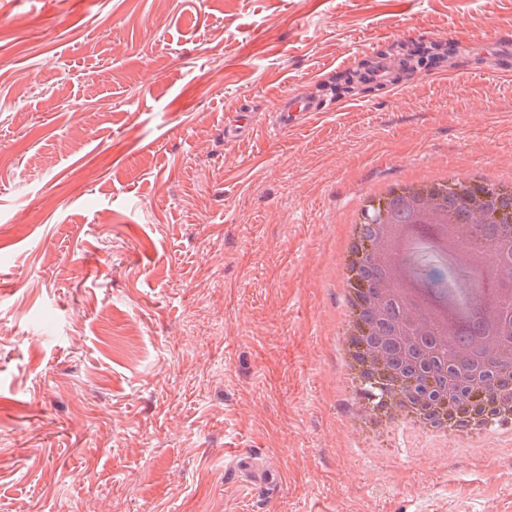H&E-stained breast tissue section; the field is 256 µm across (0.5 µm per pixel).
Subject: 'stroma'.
<instances>
[{
  "mask_svg": "<svg viewBox=\"0 0 512 512\" xmlns=\"http://www.w3.org/2000/svg\"><path fill=\"white\" fill-rule=\"evenodd\" d=\"M481 41L512 0H0V512H512V446L373 437L327 347L362 191L512 174ZM293 89L345 107L270 138Z\"/></svg>",
  "mask_w": 512,
  "mask_h": 512,
  "instance_id": "obj_1",
  "label": "stroma"
}]
</instances>
